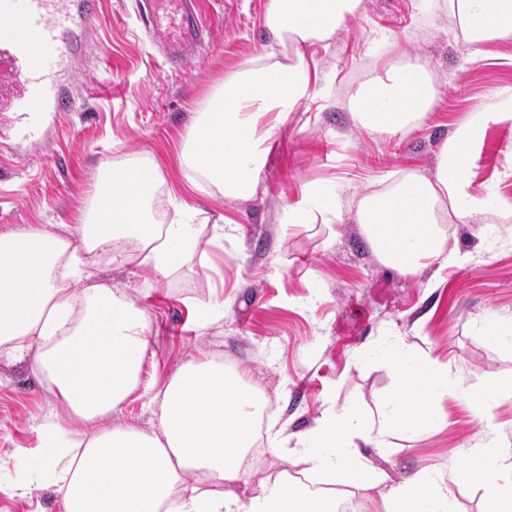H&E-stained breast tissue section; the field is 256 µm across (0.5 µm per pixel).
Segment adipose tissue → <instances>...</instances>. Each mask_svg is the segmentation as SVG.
Returning <instances> with one entry per match:
<instances>
[{
	"label": "adipose tissue",
	"instance_id": "adipose-tissue-1",
	"mask_svg": "<svg viewBox=\"0 0 512 512\" xmlns=\"http://www.w3.org/2000/svg\"><path fill=\"white\" fill-rule=\"evenodd\" d=\"M360 4L271 0L265 26L279 45H314L329 40ZM443 6L458 17L471 44L512 34V0H443ZM311 91L303 56L246 60L206 100L184 142L183 166L224 196L252 197L267 142ZM434 99L428 73L408 62L362 83L351 110L364 129L396 136L415 129ZM497 99L494 111H478L446 140L435 178L409 172L388 191L361 200L357 222L384 264L416 273L442 256L443 223L467 224L487 210L494 189H473L471 166L488 124L512 121V92H498ZM160 177L153 162L113 167L111 193L95 192L89 221L74 234L0 232V357L29 359L61 404L44 419L39 447L27 452L29 480L15 494H31L48 477L65 512H339L336 490L289 476L260 483L244 500L227 495L224 484L244 476L261 393L213 359L184 364L164 388L154 389L143 379V311L125 293L90 282L82 255L105 246L128 244L129 261L161 276L193 250L194 211L180 209L168 224L152 217ZM340 214L336 197L310 186L285 221L331 223ZM371 356L394 378L377 415L328 408L295 441L270 432L273 451L294 445L307 472H337L351 488L387 483L364 448L383 450L392 432L434 428L432 410L448 394L449 374L446 364L398 340ZM138 391L157 409L156 429L113 425V415ZM504 399H512V379L470 392L482 442L457 464L388 484L384 512H454L452 489L462 480L480 487L484 512H512V446L499 439L493 422V408Z\"/></svg>",
	"mask_w": 512,
	"mask_h": 512
}]
</instances>
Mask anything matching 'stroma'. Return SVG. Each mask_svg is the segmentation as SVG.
<instances>
[{"label":"stroma","instance_id":"obj_1","mask_svg":"<svg viewBox=\"0 0 512 512\" xmlns=\"http://www.w3.org/2000/svg\"><path fill=\"white\" fill-rule=\"evenodd\" d=\"M270 0H205L211 37L184 68L168 64L139 19L137 0H101L77 61L82 93L46 144L17 151L0 141V231L75 228L95 183L116 164L151 159L161 172L158 217L170 223L179 204L197 209L199 237L185 263L167 277L105 252L94 277L125 293L145 313L152 361L146 378L162 388L191 360L215 359L262 392L269 410L244 465L246 480L227 490L247 498L260 482L299 476L293 452L268 449L269 425L295 436L329 404L371 409L392 378L360 361L361 352L401 338L416 354L448 366V396L436 403L437 426L387 438L384 457L367 449L387 484L353 490L362 512H383L388 483L451 463L480 438L467 399L478 387L512 377V350L491 344L486 315L512 320V122L489 124L474 156L472 180L496 183V220L444 224L450 263L410 275L380 262L355 218V205L409 171L434 177L442 141L472 111L494 110L498 89L512 87V36L475 50L457 20L428 0H362L324 43L302 46L316 91L280 124L268 147L256 194L228 199L214 186L191 187L180 147L210 93L244 60L265 54ZM414 62L431 75L437 97L420 128L403 136L363 129L349 104L364 80ZM344 188L339 220L286 226L289 205L306 187ZM236 222L218 239L220 218ZM219 305L200 326L197 312ZM56 406L29 361L0 358V512H63L50 481L30 495L25 450Z\"/></svg>","mask_w":512,"mask_h":512}]
</instances>
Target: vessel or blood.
Segmentation results:
<instances>
[{
  "instance_id": "b4317fda",
  "label": "vessel or blood",
  "mask_w": 512,
  "mask_h": 512,
  "mask_svg": "<svg viewBox=\"0 0 512 512\" xmlns=\"http://www.w3.org/2000/svg\"><path fill=\"white\" fill-rule=\"evenodd\" d=\"M200 0H144L139 13L167 62L195 59L210 30ZM98 18V0H0V88L14 92L6 107L8 132L18 143L39 141L75 100L73 57Z\"/></svg>"
}]
</instances>
